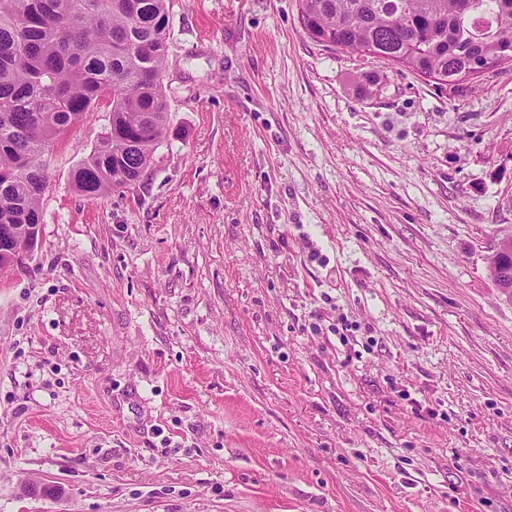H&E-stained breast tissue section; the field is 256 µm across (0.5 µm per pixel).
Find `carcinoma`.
<instances>
[{
  "instance_id": "obj_1",
  "label": "carcinoma",
  "mask_w": 512,
  "mask_h": 512,
  "mask_svg": "<svg viewBox=\"0 0 512 512\" xmlns=\"http://www.w3.org/2000/svg\"><path fill=\"white\" fill-rule=\"evenodd\" d=\"M316 42L411 71L439 87L475 56L512 63V0H298ZM170 0H0V272L42 223L46 156L104 101L109 125L72 171L90 200L136 184L167 131ZM512 253L490 258L494 285Z\"/></svg>"
}]
</instances>
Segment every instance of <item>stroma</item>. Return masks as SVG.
Listing matches in <instances>:
<instances>
[{
	"label": "stroma",
	"mask_w": 512,
	"mask_h": 512,
	"mask_svg": "<svg viewBox=\"0 0 512 512\" xmlns=\"http://www.w3.org/2000/svg\"><path fill=\"white\" fill-rule=\"evenodd\" d=\"M297 4L172 0L140 182L71 187L103 104L49 154L0 274V512H512V65L440 88ZM497 269H500V271H497ZM504 269H509L512 271V253H503L501 255L491 257L489 261V275L491 280L493 281L494 285L498 288H501L505 291V293L508 296V299H512V278H510V288H504V285L502 281L500 280L502 275H499V273H502Z\"/></svg>",
	"instance_id": "35a3bbf8"
}]
</instances>
